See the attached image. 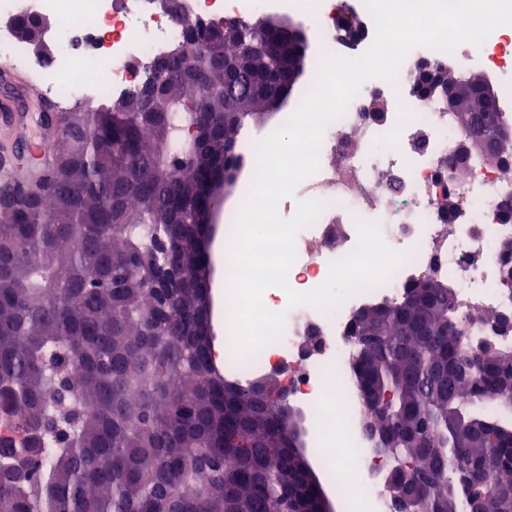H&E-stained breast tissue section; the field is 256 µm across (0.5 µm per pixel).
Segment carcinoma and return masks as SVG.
Listing matches in <instances>:
<instances>
[{
  "label": "carcinoma",
  "mask_w": 512,
  "mask_h": 512,
  "mask_svg": "<svg viewBox=\"0 0 512 512\" xmlns=\"http://www.w3.org/2000/svg\"><path fill=\"white\" fill-rule=\"evenodd\" d=\"M264 18L224 23L221 54L161 70L94 110L53 113L52 186L0 211V512H316V452L276 378L240 384L214 360L209 284L170 295V262H204L203 183L242 163L238 136L291 75L278 47L224 69ZM482 96L483 77L446 74ZM152 88L153 107L143 108ZM457 119L488 137L498 113ZM193 129L203 136H190ZM351 362L359 426L393 512H512V366L462 328L448 285L422 278L360 309ZM384 398L378 410L367 390Z\"/></svg>",
  "instance_id": "cac0c4a2"
}]
</instances>
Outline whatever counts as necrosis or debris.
<instances>
[{
	"label": "necrosis or debris",
	"mask_w": 512,
	"mask_h": 512,
	"mask_svg": "<svg viewBox=\"0 0 512 512\" xmlns=\"http://www.w3.org/2000/svg\"><path fill=\"white\" fill-rule=\"evenodd\" d=\"M187 2L192 16L217 24L244 17L260 4ZM288 6L306 11L323 53L342 54L333 0H289ZM30 16L54 20L49 58L35 57L18 37L17 20ZM182 30L176 19L154 13L150 0H0V59L37 72L45 92L62 107L131 91L147 77L156 56L181 42ZM419 53L435 63L455 58L464 75L477 70L494 76L502 100L512 102V28L498 27L479 46L463 43L450 52L423 47ZM410 70V60H403L396 81L375 78L361 87L345 114L326 127L317 171L280 204L287 218L297 202L325 204L296 236V260L288 272L294 290L321 284L331 262L353 250L360 218L377 222L403 261L386 280L349 296L329 314L289 306L286 294L265 292L266 307L285 315L279 338L246 364L234 350L224 352L225 370L242 381L274 365L286 368L297 400L321 408L324 436L337 440L330 450L333 467L358 472L368 490L387 474L357 426L361 406L348 377L354 314L397 299L403 288L434 271L447 280L473 333L493 335L491 315H512V296L502 290L499 266V243L512 240V224L498 217L512 181L477 163L464 175L446 166L459 138L457 123L437 102L413 97ZM443 195L456 202L462 219L447 221L437 205Z\"/></svg>",
	"instance_id": "1"
}]
</instances>
